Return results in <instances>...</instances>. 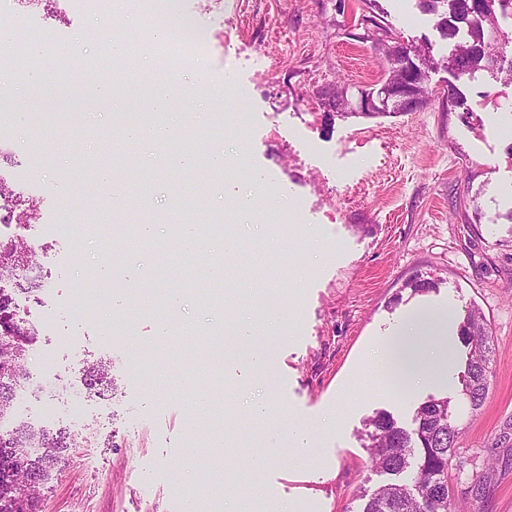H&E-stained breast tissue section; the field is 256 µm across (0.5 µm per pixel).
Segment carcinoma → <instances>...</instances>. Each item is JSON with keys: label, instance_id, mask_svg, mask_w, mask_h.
Returning <instances> with one entry per match:
<instances>
[{"label": "carcinoma", "instance_id": "carcinoma-1", "mask_svg": "<svg viewBox=\"0 0 512 512\" xmlns=\"http://www.w3.org/2000/svg\"><path fill=\"white\" fill-rule=\"evenodd\" d=\"M425 12L440 14L437 29L448 40L451 50L446 68L455 80L472 77L481 70H492L509 62L512 83V58H508L512 41L499 34L496 9L506 12L512 0H486L483 14L468 9V0H419ZM370 48L385 57V82L397 84L401 79L398 64L405 53L424 56L422 74L434 67L429 52L422 47L392 49L390 43L368 34ZM24 271L18 281L19 291L32 293L41 287L40 275L33 264L32 253L22 244L0 242V273ZM438 281L421 274L407 279L402 289L412 295L437 289ZM458 335L469 347L462 375L461 395L471 409H479L487 395L493 353L485 316L477 309L467 311L459 324ZM37 334L17 314L13 293L0 290V367L8 365L12 378H0V420L10 417L18 388L30 380L25 361ZM86 387L102 395L112 390L108 366L96 361L87 366ZM366 438L372 466L390 481L372 493L361 492L358 512H456L457 493L449 478V470L462 469L465 457L458 447L459 431L451 421L448 397H430L412 416V427L406 428L385 411L377 412L366 423ZM74 439L64 429L36 428L26 422L12 431L0 433V512H42L40 490L53 473L65 464Z\"/></svg>", "mask_w": 512, "mask_h": 512}]
</instances>
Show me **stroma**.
I'll use <instances>...</instances> for the list:
<instances>
[{
  "label": "stroma",
  "mask_w": 512,
  "mask_h": 512,
  "mask_svg": "<svg viewBox=\"0 0 512 512\" xmlns=\"http://www.w3.org/2000/svg\"><path fill=\"white\" fill-rule=\"evenodd\" d=\"M207 35L191 59L212 82L190 98L173 99L178 119L170 139L134 144L116 153L123 131L152 94L151 72L135 68L114 91L86 110V73L110 46L112 27L88 13L82 0H43L13 9L0 0V27L41 39L28 56L40 77L13 90L16 118L0 124V174L20 171V191L37 201L32 224L43 238L35 262L43 286L17 293L38 339L29 351L38 378L21 388L11 430L28 422L67 428L75 438L66 466L41 490L43 512H181L183 495L169 474L189 471L191 446L212 443L210 429L227 436L213 458L225 512H357V488L385 480L364 447L366 420L385 410L410 426L428 397L449 396L458 444L474 460L452 472L470 512H512V84L501 71L462 79L467 109L448 106L449 44L434 15L418 0H174ZM392 23L404 42L430 48L429 102L417 112L362 118L329 115L318 96L325 85L377 83L384 68L369 45L355 40V21ZM105 114L111 140H73L63 155L62 126L82 127ZM224 152L198 203L182 207L178 194L198 181L208 153ZM109 169L129 194L113 205L110 193L83 190L89 169ZM253 199L249 222L236 220L231 199ZM84 224L79 238L60 215ZM167 240L173 224H221L239 250L225 253L213 238L198 255L172 263L165 252L139 244L125 266L99 250L107 234L125 250L141 223ZM290 227L285 278L278 289L287 316H256L252 301L269 291L246 243L268 248L266 224ZM226 263L223 279L209 277L211 260ZM94 270L119 289L151 273L155 288L180 292L184 304L168 340L156 335L155 308H125L124 335L106 339L100 321H76L71 285ZM439 278L437 291L410 295L413 273ZM485 314L496 348L488 394L479 410L460 397L468 354L452 340L442 366L420 387L398 391L367 363L373 347L414 309L441 318ZM250 319L242 344L224 325L225 313ZM110 364L112 390L101 403L76 412L51 396L83 387L89 361ZM211 398L214 417L190 423L191 394ZM268 404L254 420L252 403ZM309 431L295 447L294 428ZM481 482H474V474Z\"/></svg>",
  "instance_id": "1"
}]
</instances>
